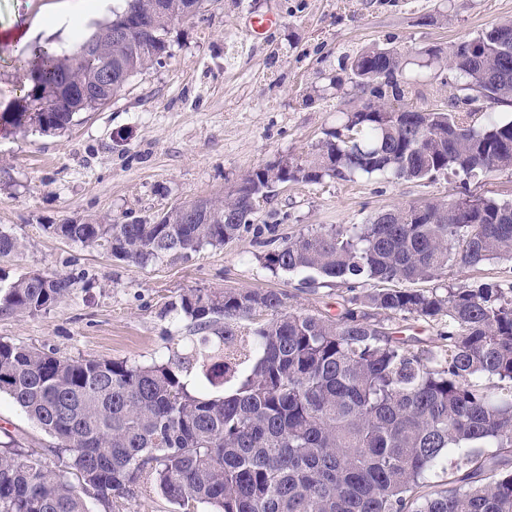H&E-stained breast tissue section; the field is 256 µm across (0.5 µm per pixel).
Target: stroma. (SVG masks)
Instances as JSON below:
<instances>
[{
    "instance_id": "obj_1",
    "label": "stroma",
    "mask_w": 512,
    "mask_h": 512,
    "mask_svg": "<svg viewBox=\"0 0 512 512\" xmlns=\"http://www.w3.org/2000/svg\"><path fill=\"white\" fill-rule=\"evenodd\" d=\"M54 2L0 0V112L31 85L23 60L33 44L71 51L82 40L63 29L11 38ZM256 17L275 25L252 34ZM505 19H512V0H207L197 16L173 26L162 65L131 78L109 104L79 114L64 134L0 130V226L25 244L0 256V275L40 270L77 279L73 293L46 313L0 317V339L64 357L148 363L189 337L188 320L163 310L191 288L275 290L288 310L338 314L343 288L312 291L300 276L263 268L260 228L272 224L279 236L294 237L361 224L401 204L466 194L512 201V170L467 180L356 175L291 184L259 201L253 231L147 266L51 227L149 221L193 198H221L258 167L305 158L368 99L344 65L372 45L401 53L406 105L471 106L473 123H482L488 103L466 105L464 78L424 52L473 39ZM8 436L39 454L50 442L1 396L0 441Z\"/></svg>"
}]
</instances>
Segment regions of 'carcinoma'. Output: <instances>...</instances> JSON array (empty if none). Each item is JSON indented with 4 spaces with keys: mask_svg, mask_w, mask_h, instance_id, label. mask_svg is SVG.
Listing matches in <instances>:
<instances>
[{
    "mask_svg": "<svg viewBox=\"0 0 512 512\" xmlns=\"http://www.w3.org/2000/svg\"><path fill=\"white\" fill-rule=\"evenodd\" d=\"M153 0H124L79 48L39 47L32 86L0 113V127L67 130L129 80L169 56L171 24L186 0H162L171 21L112 29L147 15ZM499 22L448 52V66L491 104H512V49ZM402 67L394 49L351 58L362 75ZM112 84H101L105 69ZM91 93H83V89ZM405 88L388 82L381 107ZM512 170V117L458 112H351L304 159L241 179L245 195L278 181L390 174L433 180ZM254 211L214 205L194 224L180 207L151 223L52 224L67 240L139 265L222 246L252 228ZM267 231L259 257L273 273L312 272L348 292L336 317L286 309L273 290L190 289L170 302L191 321L180 350L149 365L62 357L0 339L4 394L52 439L47 463L15 440L0 444V512H90L86 498L122 512L140 479L176 512H512V279L426 290L375 282L436 281L450 265L512 262V202L491 198L397 205L294 238ZM22 241L0 228V255ZM76 278L25 273L3 283L0 315L37 316L73 292ZM439 326V344L414 349L391 316Z\"/></svg>",
    "mask_w": 512,
    "mask_h": 512,
    "instance_id": "obj_1",
    "label": "carcinoma"
}]
</instances>
